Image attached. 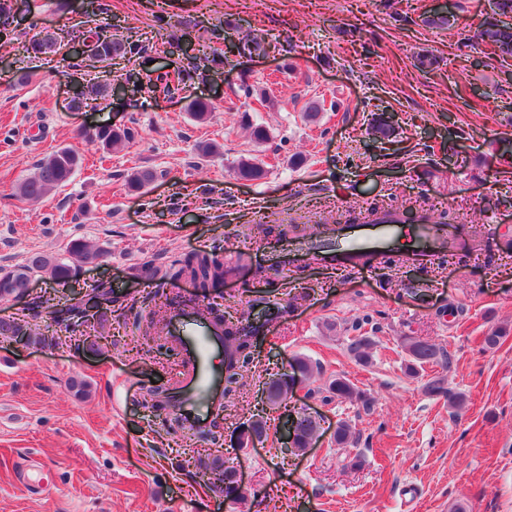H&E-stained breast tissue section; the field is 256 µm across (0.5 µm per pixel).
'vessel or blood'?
I'll list each match as a JSON object with an SVG mask.
<instances>
[{
    "label": "vessel or blood",
    "instance_id": "obj_1",
    "mask_svg": "<svg viewBox=\"0 0 512 512\" xmlns=\"http://www.w3.org/2000/svg\"><path fill=\"white\" fill-rule=\"evenodd\" d=\"M404 231L414 243L411 258L419 262L429 261L441 249L453 250L465 242L460 231L438 229L423 213L418 214L415 224L407 227L397 211H367L357 223L344 227L353 242L350 250L339 252L319 241H291L282 254L271 253L267 259L272 265L293 264L314 253L327 267L359 269ZM161 331L179 348L185 363L169 390L166 411L186 429L206 433L211 421L224 410V366L228 361L224 352V327L205 316L200 306L178 304L169 308ZM46 472L45 464L30 459L17 470L16 480L22 487L44 490L48 487Z\"/></svg>",
    "mask_w": 512,
    "mask_h": 512
}]
</instances>
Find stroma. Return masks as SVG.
<instances>
[{
	"label": "stroma",
	"mask_w": 512,
	"mask_h": 512,
	"mask_svg": "<svg viewBox=\"0 0 512 512\" xmlns=\"http://www.w3.org/2000/svg\"><path fill=\"white\" fill-rule=\"evenodd\" d=\"M494 3L12 0L5 20L15 37L0 47V266L31 251L66 257L68 242L82 238L104 258L82 272L81 286L106 281L118 297L101 309L107 351L0 342V512H454L458 504L512 512V254L499 248L512 236V65L470 39ZM89 8L106 24L120 17V38L136 46L111 74L27 52L46 32L78 35ZM436 13L452 26H428ZM184 32L194 46L172 61L191 66L192 78L167 97L153 85L154 50ZM253 37L263 51L226 45ZM422 50L438 58L436 69L417 67ZM23 73L30 79L21 84ZM105 81L124 83L127 96L73 109L80 90ZM198 97L216 106L203 123L188 111ZM381 112L394 140L372 133ZM109 125L132 128L134 140L109 151L87 141ZM257 126L266 141L254 137ZM200 142L216 144L217 154L199 157ZM62 147L82 158L72 182L20 199L17 183ZM244 159L264 176L238 178ZM143 167L157 180L131 190L129 175ZM418 198L462 217L479 250L442 266L404 263L405 237L360 270L331 278L308 260L257 281L264 253L285 244L280 230L290 218ZM260 223L269 234L249 238ZM197 250L232 266L225 303L265 319L245 385L224 413L220 453L245 489L236 501L205 492L190 463L196 442L167 434L164 411L139 402L143 386H172L182 363L162 350L134 351L137 323L155 298L194 288L186 279L148 285L132 272L146 261L168 270ZM495 328L506 336L485 349ZM355 336L372 339L370 364L350 355ZM408 336L442 346L450 368L409 374ZM299 356L317 362L318 373L270 405L269 383ZM438 374L465 395L461 410L425 393ZM339 376L365 392L370 410L328 397ZM74 378L89 383L88 397L70 391ZM290 411L320 422L306 451L283 442ZM256 419L266 421V437L239 447L241 429ZM343 422L356 432L344 448L335 440ZM31 457L49 464V491L17 484Z\"/></svg>",
	"instance_id": "35a3bbf8"
}]
</instances>
